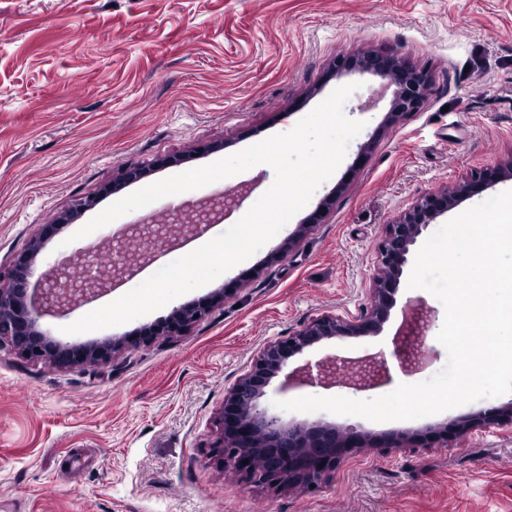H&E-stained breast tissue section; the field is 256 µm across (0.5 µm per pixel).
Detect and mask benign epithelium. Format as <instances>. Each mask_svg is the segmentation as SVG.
<instances>
[{
	"mask_svg": "<svg viewBox=\"0 0 512 512\" xmlns=\"http://www.w3.org/2000/svg\"><path fill=\"white\" fill-rule=\"evenodd\" d=\"M351 70L370 72L394 86L390 109L385 116V123L391 125L420 111L432 84L429 71L414 68L399 55L381 50H359L338 56L329 65V73L336 76ZM511 179L512 156L471 171L451 188L421 194L408 209L385 225L378 238V272L373 277L370 303L359 315L345 318L324 313L303 323L294 333L263 345L249 369L224 394L220 433L214 446V451L224 460V466L232 467L249 485L308 489L334 472L355 448L415 447L430 436L446 445L473 431L512 426V402L449 424L397 431L383 437L352 429L343 432L323 421L293 424L263 402L266 388L291 358L325 341L380 333L396 304L395 295L404 267L422 231L461 200ZM329 205L330 200H325L311 215L309 223L298 225L277 253L285 254L291 250L311 227L320 223L323 210ZM183 214L179 208L161 223L149 217L127 225L118 246L108 244L115 248L120 260L107 267L95 265L94 252L89 250L85 268L80 272L72 271L68 264L45 271L38 281L39 295L35 302L29 296L31 278L44 241L56 226L43 228L29 247L13 259L8 271L0 273V347L8 345L28 360L48 359L59 369L72 370L106 364L123 351L147 344L157 336L185 335L214 306L236 293L241 282L226 284L205 299L173 308L165 319L138 336L62 344L39 324L45 313H67L77 304L94 299L136 275L151 260V255H138L133 249L135 239H152V255H156L206 230L201 224L185 223ZM431 322V311L410 301L405 304L392 350L403 374L416 373L433 356L426 345V331ZM337 363L336 357L320 361L314 374L307 366L297 368L285 375L280 390L315 384L324 388L341 385L363 392L381 388L392 381L389 361L382 353L351 361L354 376L342 380L336 376Z\"/></svg>",
	"mask_w": 512,
	"mask_h": 512,
	"instance_id": "benign-epithelium-1",
	"label": "benign epithelium"
}]
</instances>
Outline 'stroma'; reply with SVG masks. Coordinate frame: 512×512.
<instances>
[{"mask_svg": "<svg viewBox=\"0 0 512 512\" xmlns=\"http://www.w3.org/2000/svg\"><path fill=\"white\" fill-rule=\"evenodd\" d=\"M380 49L428 69L424 108L387 127L392 87L359 71L328 75L331 60ZM363 122L334 174L285 233L333 197L281 261L272 238L245 263L176 298L183 305L248 274L237 293L189 333L160 337L113 361L61 370L0 349V512H512V430L476 431L444 448L352 452L312 490L245 484L212 452L225 392L259 349L325 312L359 314L370 301L375 243L385 224L423 192L512 155V0H0V269L44 226L59 229L39 270L101 262L115 228L164 215L163 198L83 238L92 217H60L80 199L117 201L104 186L126 168L142 185L213 163L289 132L337 87ZM375 146L353 168L360 143ZM266 164L188 191L224 190L240 206L213 224L217 236L269 189ZM151 260L111 292L42 327L62 343L118 338L164 319L161 308L130 322L80 333L63 328L107 305L169 264ZM431 308L434 352L409 383L447 362L437 335L442 304L400 286L382 331L323 342L288 366L328 356L390 354L407 300ZM512 393L414 420L375 422L328 412L284 413L374 435L424 428L500 407Z\"/></svg>", "mask_w": 512, "mask_h": 512, "instance_id": "obj_1", "label": "stroma"}]
</instances>
